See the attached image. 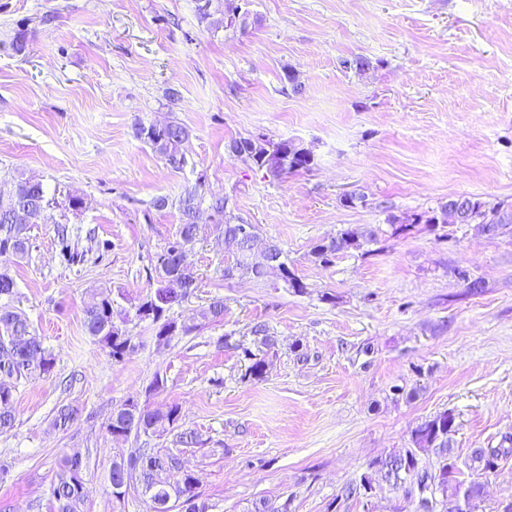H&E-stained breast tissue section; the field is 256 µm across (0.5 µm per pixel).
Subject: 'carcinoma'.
<instances>
[{
	"instance_id": "obj_1",
	"label": "carcinoma",
	"mask_w": 512,
	"mask_h": 512,
	"mask_svg": "<svg viewBox=\"0 0 512 512\" xmlns=\"http://www.w3.org/2000/svg\"><path fill=\"white\" fill-rule=\"evenodd\" d=\"M135 131L136 136L149 144L169 165L174 168L183 165L184 144L189 139V132L184 126L175 122L162 126L139 123ZM242 142L249 144V159L254 166L274 177L313 166L301 143L274 142L264 138H244ZM467 200L468 223L490 226L495 237L512 231V204L490 205L471 196ZM202 203V196L195 190L185 191L180 198L181 224L173 241L156 256L158 287L153 294L123 314L114 311L112 298L104 293L86 307V332L110 349L113 360H122L134 349L132 337L125 328V324L133 319L153 325L159 341L167 340L175 333L187 335L198 329L196 324L177 327L170 315L173 305L187 295V287L180 278L177 258L174 257L177 248L189 249L211 236L239 239L244 256L267 248L268 239L261 236L254 225L248 235L239 236L241 225L226 213L222 198H214L209 204L211 223H196L194 214ZM56 207L57 202L48 197L43 183L33 177L20 173L9 181H0V257L25 258L30 250L28 225L57 223L54 216ZM374 241V230L347 226L336 235L317 242L310 256L327 265L338 256L360 250ZM253 277L258 281L276 278L295 293L305 290V284L289 267L288 256L281 248L275 255V261L255 271ZM15 295V281L9 268L1 266L0 298L10 300ZM200 318L207 323L223 319L224 302L219 299L212 301L201 310ZM244 356L250 360L246 375L261 379L266 370L265 357L247 348ZM53 367L54 357L32 331L28 319L14 308L0 305V433L9 431L15 424L13 381L23 376L48 375ZM178 417L176 405L165 411L142 405L134 413L117 411L109 419L106 430L111 435L119 433L123 437L154 435L165 432L178 421ZM77 418L78 410L63 406L58 410L53 426L65 429ZM454 432L455 416L451 412L444 411L422 421L412 430V447L372 460L368 464V472L361 475L359 482L345 486L342 496L347 500L360 496L369 499L386 486L402 491L405 499L415 503V512H472L475 502L483 495L479 476L497 468L502 459L512 456V438L505 439V446L476 448L461 462L452 446L451 435ZM176 456L172 450L161 453L151 448H137L128 455L140 463L141 470L137 474L142 495L151 503V512H172L176 507L182 512H207L208 505L199 501L193 475L185 473L178 481L169 480ZM83 470L84 463L79 454H65L60 458L53 482L54 512H82L85 496L78 492L77 482L83 476ZM462 502L466 507L464 511L460 508Z\"/></svg>"
}]
</instances>
